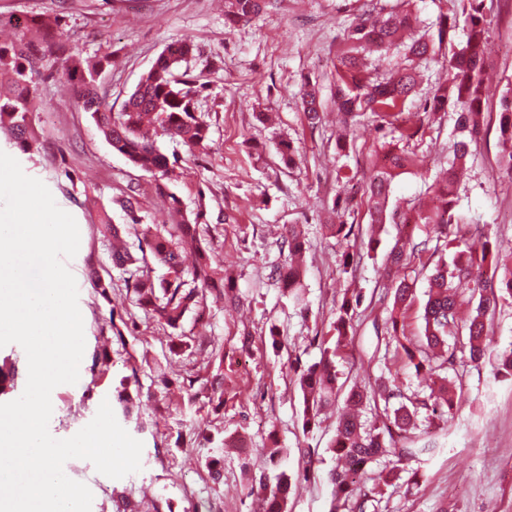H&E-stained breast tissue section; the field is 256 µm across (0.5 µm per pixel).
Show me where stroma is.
Wrapping results in <instances>:
<instances>
[{"instance_id":"obj_1","label":"stroma","mask_w":512,"mask_h":512,"mask_svg":"<svg viewBox=\"0 0 512 512\" xmlns=\"http://www.w3.org/2000/svg\"><path fill=\"white\" fill-rule=\"evenodd\" d=\"M489 34L484 55L491 77L486 91L481 140L458 185V208L482 217L492 234L512 239V185L496 179L500 101L512 89V0H486ZM25 15L55 12L73 50L82 55L112 52V68L102 82L113 111L173 39H194L199 50L188 67L209 89L198 105L210 126L207 152H190L178 142L157 138L162 152L177 160L173 180L157 183L112 150L63 87L61 69L46 61L38 84V108L32 121L41 132L32 155L17 154L23 171L41 180L57 205L82 227L76 256L66 265L74 275L84 318L85 352L76 384L56 387L51 395V435L66 439L95 416L98 404L114 396L121 377L139 392L138 416L120 425L142 441V469L121 479L98 473L84 459L65 463L66 475L93 493L91 512H115L123 497L138 512H194L197 505L220 500L224 512H254L246 488L267 468V452L278 444L287 454L289 472L303 465L297 447L307 440L314 451V480L291 494L288 512H328L325 477L333 462L326 447L335 419L327 417L311 434L301 429V394L286 365L288 357L309 364L320 350L309 339L326 333L348 290L362 288L369 307L356 321L348 355L337 369L348 384L365 385L385 370L389 342L383 300L387 276L381 255L396 236L383 224L379 253L366 260L357 278L339 272L336 256L344 245L327 236L334 223L333 202L342 177L357 185L369 177V156L381 132L369 121L352 127L353 149L336 146V108L328 96L333 63L343 47L344 29L355 0H276L267 13L247 23L224 22V0H0V15L15 9ZM317 81L327 99L318 128H310L301 108L302 78ZM456 114L432 116L417 146L424 163L397 176L392 199L428 200L429 186L447 167L459 140ZM287 140L297 150L285 164L277 145ZM138 188L146 223L168 224L172 217L165 192L180 196L188 209L203 208L210 232L203 243L211 261L224 272L236 298L208 296L203 314L189 313L181 329L183 345L174 347L172 331L145 317L129 298L96 224L99 211L113 223L124 221L117 198ZM301 225L307 239L303 285L311 306L308 318L296 315L292 301L273 276L286 255L280 249L283 225ZM111 275L109 297L94 289L91 273ZM287 338V351L272 349L270 328ZM171 386L157 381L159 372ZM224 379V406L216 408L203 383ZM192 376V391L180 378ZM245 438L242 448L223 447L225 436ZM435 447L409 462L418 474L410 487H381L387 460L369 464L364 479L375 495L366 512H512V382L494 381L489 366L468 367L463 398L436 432ZM223 457L220 482L209 476L207 462Z\"/></svg>"}]
</instances>
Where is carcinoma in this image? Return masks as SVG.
I'll use <instances>...</instances> for the list:
<instances>
[{
  "mask_svg": "<svg viewBox=\"0 0 512 512\" xmlns=\"http://www.w3.org/2000/svg\"><path fill=\"white\" fill-rule=\"evenodd\" d=\"M355 20L345 31L346 49L336 57L332 97L344 123L368 116L378 128L398 132L401 147L381 145L371 162L372 175L366 183L368 213L373 224L391 221L397 235L383 258L390 280L392 305L386 332L396 342L394 357L422 380L438 379L437 387L427 395L406 394L399 374L380 377L368 387L352 386L341 396L336 358L352 343L355 319L364 301L362 289H354L351 298L336 309L325 336H313L309 343L322 350L319 361L303 365L289 364L296 376L302 397L303 437L320 426V415L327 409L337 411L336 430L327 451L339 464L328 472L331 485L329 512H364L365 503L374 495L361 481L364 467L382 457L391 458L388 482H396L407 459L431 451L404 444L419 430L422 412L453 413L462 396L465 367H478L492 360L493 379L512 380V347L497 349L492 336L493 317L499 304L512 300V262L503 253L512 254V243L490 234L484 224H473L456 211V184L459 171L468 161L469 144L482 133L479 116L483 112V83L487 63L482 45L488 33L484 0H450L452 15H439L434 23H424L411 10L384 11L378 0H359ZM270 0H224V19L230 24L249 22L261 16ZM463 19L466 42L454 45L457 20ZM12 39L0 42V131L10 147L23 154L37 144L32 123L37 81L42 77L43 61L49 57L61 64L62 74L83 111L90 114L98 131L136 168L160 179L173 174L174 164L156 146L154 135L177 140L191 149L208 146L210 125L198 110V100L207 85L189 70L176 73L183 63L196 55L197 45L188 38L170 42L144 73L135 90L118 112L103 90L101 76L111 63V55L84 57L71 51L69 38L57 15L36 17L30 25L9 26ZM448 50L445 81L436 83L425 101L426 112L456 110V125L466 138L456 142L448 172L438 183L436 204L427 208L420 201L407 210L389 205L391 185L398 171L420 164L412 146L423 140L424 122L420 115L405 111L409 97L417 93L436 57ZM377 52L397 60L382 69L369 66L362 53ZM300 96L310 127L320 122L319 88L312 80H303ZM498 174L512 180V99L501 100L498 124ZM173 224L145 225L136 190H130L119 205L128 226L141 232L137 243L123 237L122 229L102 212L99 224L111 246L112 266L118 270L127 291L145 316L156 318L171 329H181L187 313L204 306L207 290L221 284L230 288L224 273L214 267L199 250L192 267L183 257L187 245H201L204 230L201 211L187 212L177 194H167ZM337 224H327L328 234L346 242L338 259L339 271L352 277L364 259L378 248L370 237L365 249L356 246L355 225L343 221L351 214L349 202L336 198ZM429 227L423 239L415 238L420 225ZM281 247L288 249L287 267L276 269L288 295L301 316L310 309L305 301L301 266L292 258L306 250L304 235L297 224L284 228ZM166 268L155 279L148 272L147 257ZM418 262L428 272L426 300L422 307V335L406 344L405 325L399 315L414 302L416 282L399 276V270ZM470 293L472 308L467 319L459 317L457 292ZM452 372L441 376L439 372ZM344 402H339V398ZM381 411L380 422L362 419L366 409ZM311 469L295 475L282 471L269 480L260 476L248 495L256 502V512H288L290 492L299 481L309 480Z\"/></svg>",
  "mask_w": 512,
  "mask_h": 512,
  "instance_id": "obj_1",
  "label": "carcinoma"
}]
</instances>
